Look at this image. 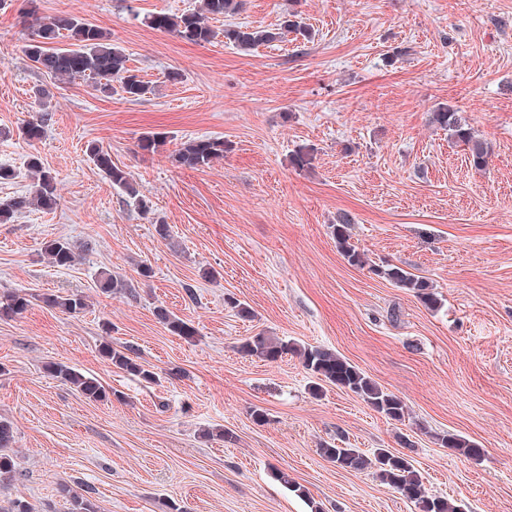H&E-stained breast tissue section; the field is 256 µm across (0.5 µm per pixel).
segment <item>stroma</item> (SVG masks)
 <instances>
[{"mask_svg": "<svg viewBox=\"0 0 512 512\" xmlns=\"http://www.w3.org/2000/svg\"><path fill=\"white\" fill-rule=\"evenodd\" d=\"M198 0H6L0 5V164L16 172L0 201L25 193L37 154L57 178L59 202L0 224V294L32 295L0 318V419L16 430V499L69 512L70 493L99 512H417L371 471L347 472L319 447L398 450L397 435L430 495L467 512H512V0H244L195 45L140 21ZM70 13L104 28L154 87L138 102L62 82L23 53L29 11ZM297 13L315 32L245 53L227 26L275 28ZM178 80H170V73ZM453 103L491 146L487 166L432 124ZM40 140L16 129L41 114ZM160 134L155 151L139 147ZM224 139L223 160L172 165L180 143ZM97 143L126 171L154 214L144 216L86 153ZM316 150L295 169L299 146ZM352 219L368 258L349 265L331 226ZM169 229L155 231L154 220ZM64 238L74 266L51 264L43 242ZM151 266L142 278L140 265ZM396 265L427 280L426 308L380 276ZM109 272L131 292L101 293ZM43 293L80 294L68 315ZM247 303L237 316L227 297ZM163 306L197 329L171 334ZM335 350L408 407L394 422L355 394L309 391L300 360L266 363L239 346L257 333ZM132 348L154 383L101 356ZM94 376L109 400L91 402L46 367ZM268 415L256 424L254 409ZM229 432L209 440L207 430ZM443 434L482 448L470 459ZM285 471L289 490L275 477Z\"/></svg>", "mask_w": 512, "mask_h": 512, "instance_id": "obj_1", "label": "stroma"}]
</instances>
